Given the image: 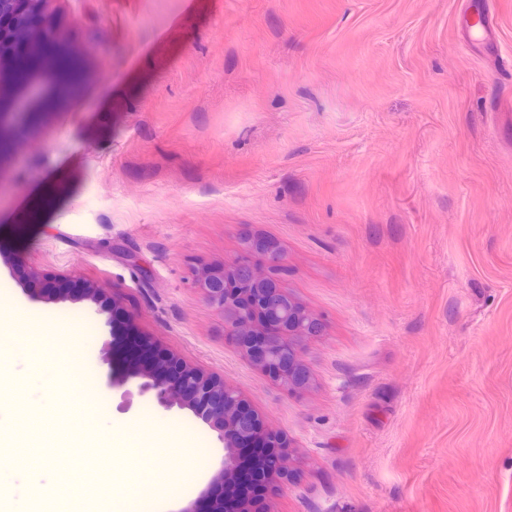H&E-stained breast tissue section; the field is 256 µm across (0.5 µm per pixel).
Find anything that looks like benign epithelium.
<instances>
[{
    "instance_id": "benign-epithelium-1",
    "label": "benign epithelium",
    "mask_w": 512,
    "mask_h": 512,
    "mask_svg": "<svg viewBox=\"0 0 512 512\" xmlns=\"http://www.w3.org/2000/svg\"><path fill=\"white\" fill-rule=\"evenodd\" d=\"M247 254L261 261L242 267L234 261L221 267H205L197 279L210 305L224 314L228 335L232 336L246 359L271 380L290 391L306 389L311 374L300 355L301 342L321 334L323 324L280 288L271 287V277L280 270L283 257L265 240L249 242ZM238 274L245 288L243 299L229 296L225 277ZM24 294L30 300L89 302L95 313L105 316L104 326L110 339L103 341L97 354L107 366L106 386L122 390L123 402L132 393L126 385L137 382V392L149 396L165 411H187L217 435L222 444L218 466L208 476L199 499L180 512H200L199 502L209 503L208 512H257V508L239 493L238 472L242 466L239 449L248 446L260 432L270 437L263 451L257 453L256 468L271 481H289L294 474L293 454L287 438L269 429L261 415L235 387L180 359L165 355L151 345L140 343V356H130L117 348L118 339L127 335L121 318L102 292L88 283L72 287L66 277L24 278ZM162 359L167 368L157 370Z\"/></svg>"
}]
</instances>
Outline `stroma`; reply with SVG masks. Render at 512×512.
Masks as SVG:
<instances>
[{
  "label": "stroma",
  "instance_id": "obj_1",
  "mask_svg": "<svg viewBox=\"0 0 512 512\" xmlns=\"http://www.w3.org/2000/svg\"><path fill=\"white\" fill-rule=\"evenodd\" d=\"M55 22L83 49H112V81L53 110L0 112V283L65 340L0 327V378L27 401L52 359L84 364L67 426L0 431L31 460L82 454L81 395L152 437L96 441L74 486L110 512L98 476L126 469L139 494L157 444L166 501L198 498L222 454L193 416L101 387L103 318L34 302L19 276L87 282L135 332L236 386L295 448L271 512H512V0H84ZM482 11L486 33L463 19ZM40 221L23 225L29 207ZM250 239L285 263L278 285L323 322L291 392L252 366L198 271Z\"/></svg>",
  "mask_w": 512,
  "mask_h": 512
}]
</instances>
